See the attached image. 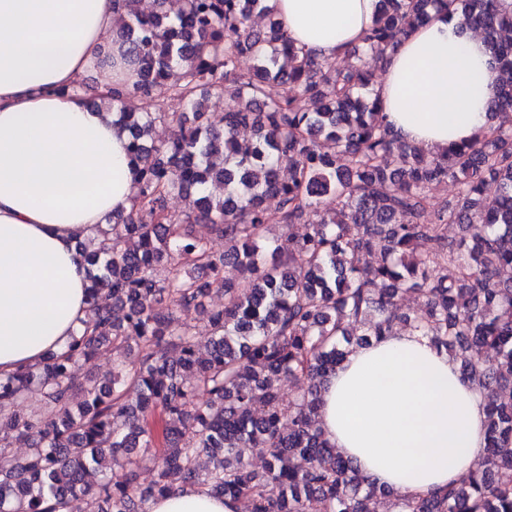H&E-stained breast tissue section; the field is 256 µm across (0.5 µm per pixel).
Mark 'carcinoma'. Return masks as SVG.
Masks as SVG:
<instances>
[{"instance_id":"cac0c4a2","label":"carcinoma","mask_w":512,"mask_h":512,"mask_svg":"<svg viewBox=\"0 0 512 512\" xmlns=\"http://www.w3.org/2000/svg\"><path fill=\"white\" fill-rule=\"evenodd\" d=\"M503 0H378V16L349 58L317 60L285 33L267 0H182L171 17L156 0H115L124 13L113 39L134 66L131 86L112 93L114 123L130 136L138 191L132 212L98 225L78 244L87 263L82 333L32 368L0 378V512H150L176 487L203 486L250 512H512V10ZM453 14L479 29L501 77L488 133L438 153L400 140L384 123L363 63H378L415 27ZM268 24L257 29L252 16ZM248 54L253 65L239 67ZM283 87L267 97L266 87ZM224 94L207 112L200 89ZM184 112H166L158 96ZM142 106L134 111L129 100ZM158 122L174 137L149 141ZM253 133L241 143L240 131ZM452 180L458 202L434 205L429 186ZM224 185L214 198L207 186ZM190 198L188 211L164 207ZM277 198L270 210L265 198ZM303 236L271 238L304 211ZM206 223L224 238L183 225ZM482 224L480 238L450 239L447 225ZM169 265L160 281L156 269ZM244 270L224 280V266ZM215 292L224 307L211 308ZM408 292L424 313L400 312ZM124 312L118 322L114 309ZM206 316L201 340L177 313ZM460 365L487 399L483 468L447 489L401 499L336 453L318 426L324 382L347 346L363 345L397 322ZM128 347L105 378L75 368L109 345ZM489 347L492 362L471 351ZM307 381L283 403L279 383ZM37 392L38 415L19 405ZM288 425H282L283 420ZM29 443L26 459L12 442ZM264 458L262 471L249 458ZM156 478L141 481L142 463Z\"/></svg>"}]
</instances>
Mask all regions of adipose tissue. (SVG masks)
<instances>
[{"instance_id":"1","label":"adipose tissue","mask_w":512,"mask_h":512,"mask_svg":"<svg viewBox=\"0 0 512 512\" xmlns=\"http://www.w3.org/2000/svg\"><path fill=\"white\" fill-rule=\"evenodd\" d=\"M378 0H267L289 39L320 59L361 45ZM113 0H0V377L64 347L87 310L76 244L113 212L131 210L137 177L128 138L107 109L130 84L124 48L106 41ZM108 78L73 87L91 64ZM498 71L477 32L432 19L390 53L375 87L390 129L431 151L490 125ZM486 407L458 364L417 332L349 349L325 384L319 425L375 485L402 497L447 488L486 454ZM191 487L151 512H240Z\"/></svg>"}]
</instances>
